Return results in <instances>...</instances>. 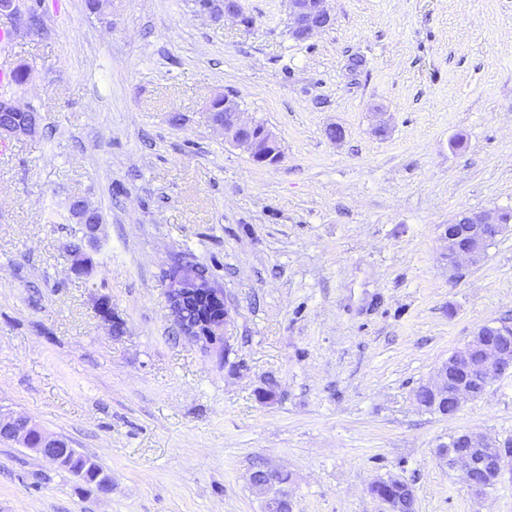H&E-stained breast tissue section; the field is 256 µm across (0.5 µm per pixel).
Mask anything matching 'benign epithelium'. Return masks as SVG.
<instances>
[{
	"instance_id": "1",
	"label": "benign epithelium",
	"mask_w": 512,
	"mask_h": 512,
	"mask_svg": "<svg viewBox=\"0 0 512 512\" xmlns=\"http://www.w3.org/2000/svg\"><path fill=\"white\" fill-rule=\"evenodd\" d=\"M210 14L217 20L245 19L244 0H215ZM289 30L305 41L330 23L324 0H288ZM224 109L223 117L213 122L224 128V134L236 140L249 137L252 143L251 159L261 165L272 166L281 162L283 154L277 149L278 139L265 127L242 119V110L236 99L226 95L214 96L208 111ZM36 117L17 107L10 99H0V137L27 134L35 129ZM500 233L498 215L492 212L475 214L470 223L457 221L444 227L443 239L448 249V270L454 271L462 259L475 264L482 254L485 233L476 227ZM162 286L170 314L180 333L202 344L207 349H221L225 328L232 319L231 309L224 299V291L216 282L206 277L198 263L187 256H180L163 272ZM480 340L458 349L457 356L448 366V373L469 375L478 381H494L512 370V325L501 324L486 332L479 328ZM435 386L442 393L446 415L454 416L462 403L477 397L474 388L455 383L442 376ZM13 437L28 440L36 431L26 418L10 419ZM466 447L455 455V466L463 470L471 487L479 494L493 489L502 468L508 462L499 446L485 437L470 432L463 433ZM35 451L51 462L61 465L67 449L58 440L40 437Z\"/></svg>"
}]
</instances>
